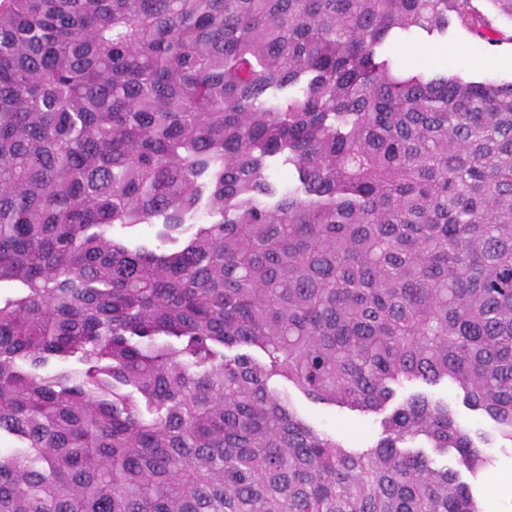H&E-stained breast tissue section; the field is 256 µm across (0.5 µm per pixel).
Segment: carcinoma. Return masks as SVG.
<instances>
[{"mask_svg": "<svg viewBox=\"0 0 512 512\" xmlns=\"http://www.w3.org/2000/svg\"><path fill=\"white\" fill-rule=\"evenodd\" d=\"M454 22L498 42L471 0H0V512H482L451 405L393 404L451 381L512 442V82L379 54ZM269 384L279 391H288L302 416L315 427L345 439L352 450H366L381 437V416L350 412L314 402L295 388H288V384L279 378H273Z\"/></svg>", "mask_w": 512, "mask_h": 512, "instance_id": "cac0c4a2", "label": "carcinoma"}]
</instances>
